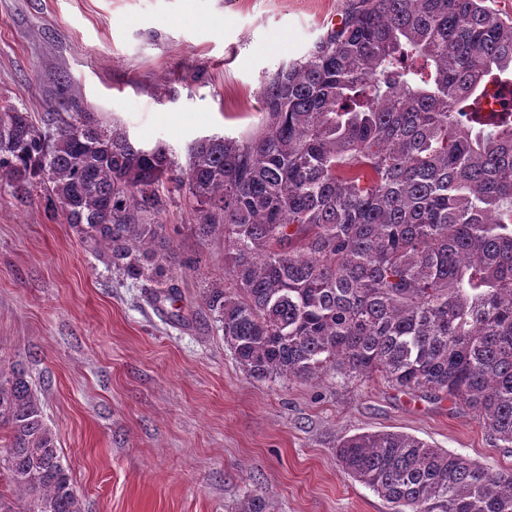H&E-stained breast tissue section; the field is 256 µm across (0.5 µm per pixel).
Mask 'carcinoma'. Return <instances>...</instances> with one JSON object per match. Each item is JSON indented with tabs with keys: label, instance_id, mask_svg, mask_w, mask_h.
<instances>
[{
	"label": "carcinoma",
	"instance_id": "carcinoma-1",
	"mask_svg": "<svg viewBox=\"0 0 512 512\" xmlns=\"http://www.w3.org/2000/svg\"><path fill=\"white\" fill-rule=\"evenodd\" d=\"M512 75V19L486 0H347L301 59L260 89L242 139L211 135L182 168L61 102L53 130L0 105V182L46 206L151 299L177 301L184 264L155 221L165 185L194 233L224 234L207 289L239 365L258 379L379 376L465 405L512 446V112L479 104ZM0 512H83L22 367L0 369ZM336 459L390 512H512V472L399 432L361 433Z\"/></svg>",
	"mask_w": 512,
	"mask_h": 512
}]
</instances>
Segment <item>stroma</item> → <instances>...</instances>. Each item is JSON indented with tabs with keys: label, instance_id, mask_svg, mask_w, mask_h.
Wrapping results in <instances>:
<instances>
[{
	"label": "stroma",
	"instance_id": "stroma-1",
	"mask_svg": "<svg viewBox=\"0 0 512 512\" xmlns=\"http://www.w3.org/2000/svg\"><path fill=\"white\" fill-rule=\"evenodd\" d=\"M346 0H0V102L36 126L74 80L83 111L179 165L212 134L258 121L259 90L338 22ZM158 216L188 266L183 321L157 310L85 247L43 191L0 183V368L24 367L84 512H389L336 462V444L395 431L512 472L466 407L376 378L250 377L204 303L223 281L224 237L198 239L193 201L162 190Z\"/></svg>",
	"mask_w": 512,
	"mask_h": 512
}]
</instances>
